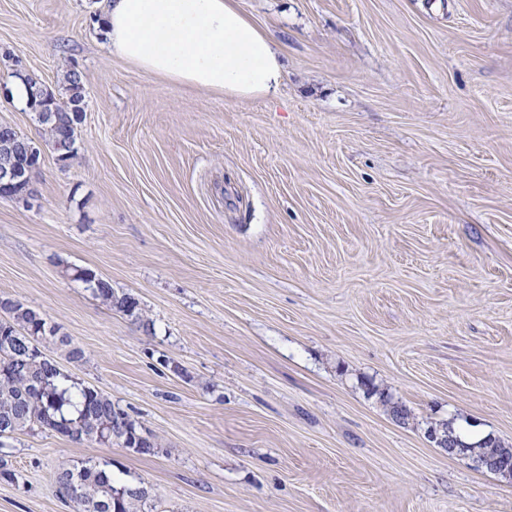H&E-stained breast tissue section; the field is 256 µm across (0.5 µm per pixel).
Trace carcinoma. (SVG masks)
<instances>
[{
  "mask_svg": "<svg viewBox=\"0 0 512 512\" xmlns=\"http://www.w3.org/2000/svg\"><path fill=\"white\" fill-rule=\"evenodd\" d=\"M29 84L33 85L29 101L40 102V107H32L30 112L45 127L56 160L66 165L77 155L75 130L85 104L82 80L71 69L64 75L63 91L59 93L34 79ZM57 100L67 101L70 111L50 121L45 112ZM4 138L14 143L22 160H28L23 146L32 143L31 139L1 124L0 140ZM75 279L101 302L135 322L149 325L139 302L129 294H117L111 282L94 270L80 268ZM51 343L67 348L73 360L83 358L82 349L58 335V329L40 312L0 295V439L37 425L57 434L69 428L78 442L108 444L118 439L138 454L154 453V443L138 432L134 419L112 405L109 396L79 382L43 355L40 346ZM467 448L490 459L502 450L501 443L490 437ZM56 483L61 496L76 503L81 512H140L148 498L147 489L138 484H118L106 462L73 460L57 471Z\"/></svg>",
  "mask_w": 512,
  "mask_h": 512,
  "instance_id": "1",
  "label": "carcinoma"
}]
</instances>
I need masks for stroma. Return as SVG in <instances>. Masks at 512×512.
<instances>
[{
  "mask_svg": "<svg viewBox=\"0 0 512 512\" xmlns=\"http://www.w3.org/2000/svg\"><path fill=\"white\" fill-rule=\"evenodd\" d=\"M236 6L282 55L276 94L112 54L102 0H0V87L75 67L85 92L77 158L44 151L34 195L0 199V295L157 444L14 435L0 512H77L55 482L76 458L150 512H512V478L427 434L512 446V0ZM75 279L81 281L86 290L101 302L115 308L118 312L148 327L149 321L143 319L139 302L129 294L118 295L109 280L89 268L76 269ZM436 432L440 437L448 436L450 438H454L462 442L469 448L470 452L475 454L476 456H484L490 459L497 458L500 455L502 450V446L500 442H497L495 439L491 437L484 438L481 442L468 444L464 442L460 436H458L452 428L448 426H443L440 429L432 428L430 432ZM436 433L430 435L431 439H433L440 448H445L450 456H458V457H466V448L463 447H455L451 443H447L446 441L440 439Z\"/></svg>",
  "mask_w": 512,
  "mask_h": 512,
  "instance_id": "35a3bbf8",
  "label": "stroma"
}]
</instances>
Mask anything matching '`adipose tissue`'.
Here are the masks:
<instances>
[{
  "label": "adipose tissue",
  "mask_w": 512,
  "mask_h": 512,
  "mask_svg": "<svg viewBox=\"0 0 512 512\" xmlns=\"http://www.w3.org/2000/svg\"><path fill=\"white\" fill-rule=\"evenodd\" d=\"M103 26L113 53L186 86L248 99L283 80L278 48L235 0H108Z\"/></svg>",
  "instance_id": "obj_1"
}]
</instances>
